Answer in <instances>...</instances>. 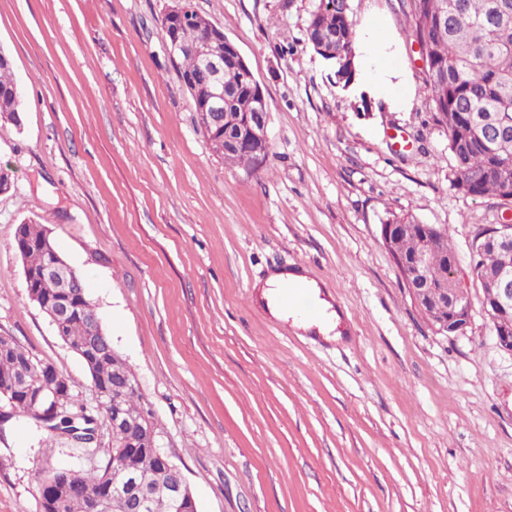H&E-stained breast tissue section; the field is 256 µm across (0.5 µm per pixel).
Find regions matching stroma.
Returning a JSON list of instances; mask_svg holds the SVG:
<instances>
[{
	"mask_svg": "<svg viewBox=\"0 0 512 512\" xmlns=\"http://www.w3.org/2000/svg\"><path fill=\"white\" fill-rule=\"evenodd\" d=\"M236 44L271 112L257 170L203 135L162 22L173 0H0V51L25 92L0 127V336L96 407L84 361L30 300L13 248L43 224L83 278L198 512H512V356L470 272L498 202L450 187L453 158L409 8L349 0L386 49L389 92L338 86L308 45L318 0H191ZM446 228L472 319L436 331L381 226ZM322 276L337 338L272 318L255 284ZM80 446L0 403V512H40L38 473L101 469L104 420Z\"/></svg>",
	"mask_w": 512,
	"mask_h": 512,
	"instance_id": "obj_1",
	"label": "stroma"
}]
</instances>
